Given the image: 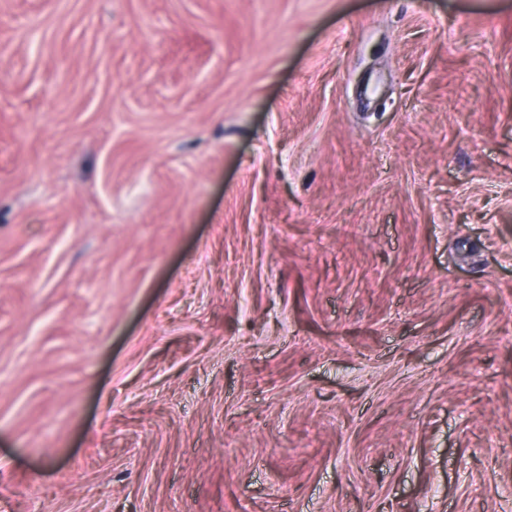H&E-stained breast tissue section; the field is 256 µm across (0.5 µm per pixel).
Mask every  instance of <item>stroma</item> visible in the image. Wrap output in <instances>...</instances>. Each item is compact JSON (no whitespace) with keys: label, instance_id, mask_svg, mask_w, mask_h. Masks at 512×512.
<instances>
[{"label":"stroma","instance_id":"stroma-1","mask_svg":"<svg viewBox=\"0 0 512 512\" xmlns=\"http://www.w3.org/2000/svg\"><path fill=\"white\" fill-rule=\"evenodd\" d=\"M0 512H512V0H0Z\"/></svg>","mask_w":512,"mask_h":512}]
</instances>
